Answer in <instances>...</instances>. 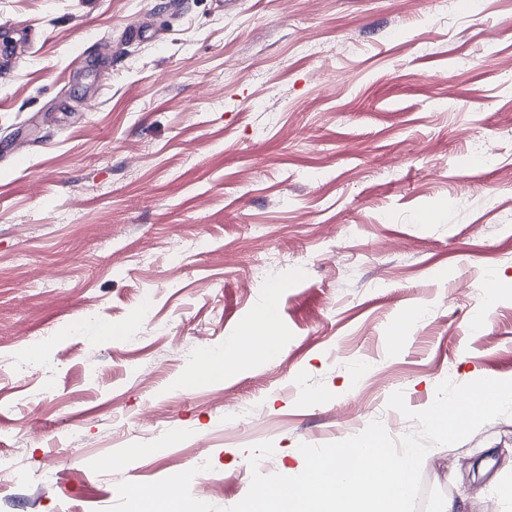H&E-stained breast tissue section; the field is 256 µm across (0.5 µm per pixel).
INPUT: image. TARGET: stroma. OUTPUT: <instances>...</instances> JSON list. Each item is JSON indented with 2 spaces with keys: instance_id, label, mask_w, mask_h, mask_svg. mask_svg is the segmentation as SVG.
I'll use <instances>...</instances> for the list:
<instances>
[{
  "instance_id": "35a3bbf8",
  "label": "stroma",
  "mask_w": 512,
  "mask_h": 512,
  "mask_svg": "<svg viewBox=\"0 0 512 512\" xmlns=\"http://www.w3.org/2000/svg\"><path fill=\"white\" fill-rule=\"evenodd\" d=\"M0 512L265 474L444 380L512 379V0H0ZM140 29L139 38L124 34ZM104 42L110 64L77 60ZM278 355L180 381L265 303ZM512 416L427 453L418 512L493 495ZM54 456V475L43 462ZM211 470H202V463Z\"/></svg>"
}]
</instances>
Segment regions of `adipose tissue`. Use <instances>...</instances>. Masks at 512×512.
Listing matches in <instances>:
<instances>
[{"label":"adipose tissue","mask_w":512,"mask_h":512,"mask_svg":"<svg viewBox=\"0 0 512 512\" xmlns=\"http://www.w3.org/2000/svg\"><path fill=\"white\" fill-rule=\"evenodd\" d=\"M275 318L276 310L273 305L263 307L246 336L240 338L236 356L223 360L207 353L202 354L185 379V386L217 381L258 357H274L279 351V343L276 337L269 335L268 330Z\"/></svg>","instance_id":"adipose-tissue-1"}]
</instances>
